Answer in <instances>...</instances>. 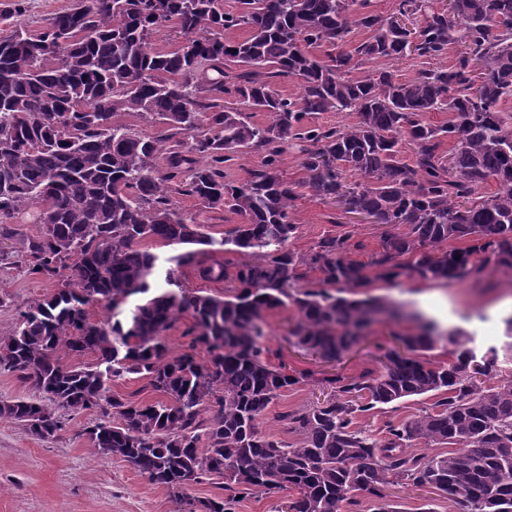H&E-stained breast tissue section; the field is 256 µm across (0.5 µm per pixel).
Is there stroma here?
<instances>
[{
    "instance_id": "35a3bbf8",
    "label": "stroma",
    "mask_w": 512,
    "mask_h": 512,
    "mask_svg": "<svg viewBox=\"0 0 512 512\" xmlns=\"http://www.w3.org/2000/svg\"><path fill=\"white\" fill-rule=\"evenodd\" d=\"M294 212L299 230L291 246L299 252L309 251L322 235L348 231L362 244L353 251V259L366 262L390 230L389 225L363 221L308 195L296 200ZM53 289L52 282L32 278L23 266L0 263V337L12 333L21 310ZM371 293L420 309L443 326L462 328L479 349L502 344L503 319L512 313V276L506 274L494 275L489 282L467 279L451 285L412 278L372 288ZM297 315L292 306L268 312L269 338L263 353L271 364L305 378L283 391L260 419L262 431L288 442L295 436L288 433L281 413L321 397L324 378L378 371L399 329L395 323L373 325L341 361L326 362L289 336ZM430 402L427 396L409 398L381 411L358 414L355 422L378 435L387 423L411 418ZM89 419L86 413L71 416L65 431L41 440L0 418V512H175L164 488L149 484L127 462L91 449L79 435Z\"/></svg>"
}]
</instances>
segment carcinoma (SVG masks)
Listing matches in <instances>:
<instances>
[{
    "label": "carcinoma",
    "instance_id": "obj_1",
    "mask_svg": "<svg viewBox=\"0 0 512 512\" xmlns=\"http://www.w3.org/2000/svg\"><path fill=\"white\" fill-rule=\"evenodd\" d=\"M170 29L182 42L154 47ZM237 29L246 37L227 36ZM361 29L370 36L350 47ZM410 45L414 77L375 66ZM282 79L299 95L280 94ZM508 97L512 0H454L450 10L397 0L388 16L368 0H74L35 31L0 30V239L17 235L15 224L39 225L21 257L29 274L56 283L0 339V366L46 402L1 401L0 418L47 439L65 430V415H94L81 430L90 447L166 488L177 512H234L239 495L285 489L298 494L288 512H340L359 491L374 512H397L385 493L394 484L431 489L465 512H512V376L497 347L479 354L461 329L417 317L394 334L379 372L329 377L323 400L283 415L295 442L259 428L301 382L262 359L268 311L296 307L289 336L337 362L386 310L356 289L449 284L489 266L512 274ZM438 109L451 119L435 126L426 115ZM323 112L353 122H311ZM290 140L303 171L295 183L282 172ZM253 152L258 167L227 180L224 164ZM491 179L496 191L477 196ZM301 188L405 230L382 237L368 263L351 257L360 244L346 233L299 254L290 242ZM182 196L196 213L179 207ZM226 212L241 222L220 238L205 232ZM217 253L237 258L203 259ZM182 266L234 287L191 291ZM92 304L108 316L90 320ZM184 318L202 357L166 344ZM440 343L448 360L422 356ZM62 351L96 359L67 365ZM129 375L161 399L113 393ZM425 395L437 400L379 437L354 426L358 412ZM417 443L443 451L409 454ZM206 481L227 496L188 495Z\"/></svg>",
    "mask_w": 512,
    "mask_h": 512
}]
</instances>
